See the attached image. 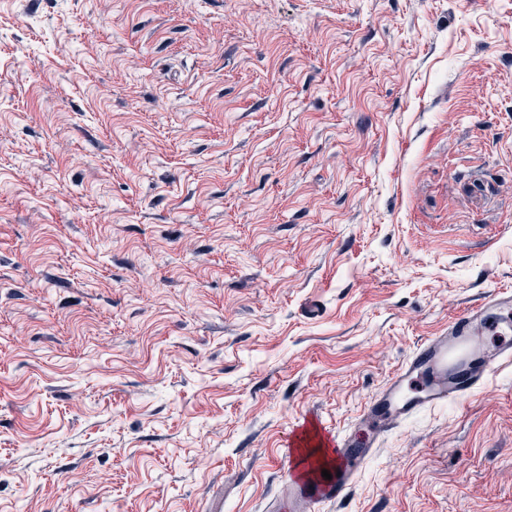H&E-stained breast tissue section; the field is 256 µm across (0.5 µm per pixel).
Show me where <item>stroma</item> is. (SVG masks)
Masks as SVG:
<instances>
[{"mask_svg":"<svg viewBox=\"0 0 512 512\" xmlns=\"http://www.w3.org/2000/svg\"><path fill=\"white\" fill-rule=\"evenodd\" d=\"M0 131V512H265L512 289V0H0ZM324 512H512V369Z\"/></svg>","mask_w":512,"mask_h":512,"instance_id":"35a3bbf8","label":"stroma"}]
</instances>
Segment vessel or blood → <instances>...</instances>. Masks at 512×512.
Instances as JSON below:
<instances>
[{
	"instance_id": "obj_1",
	"label": "vessel or blood",
	"mask_w": 512,
	"mask_h": 512,
	"mask_svg": "<svg viewBox=\"0 0 512 512\" xmlns=\"http://www.w3.org/2000/svg\"><path fill=\"white\" fill-rule=\"evenodd\" d=\"M505 363H512V290H497L417 345L356 427L334 432L313 414L292 426L286 492L269 501V512H320L342 501L387 432L476 392Z\"/></svg>"
}]
</instances>
